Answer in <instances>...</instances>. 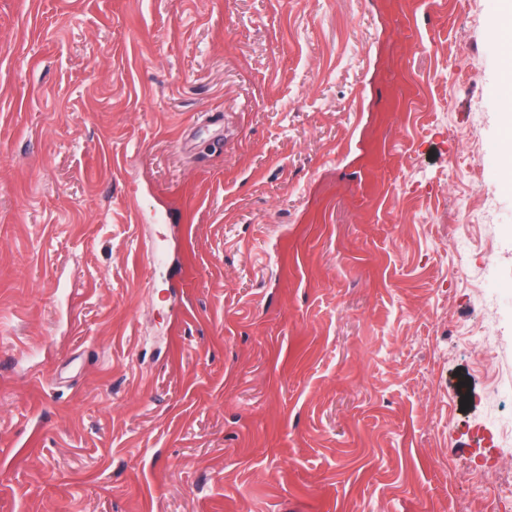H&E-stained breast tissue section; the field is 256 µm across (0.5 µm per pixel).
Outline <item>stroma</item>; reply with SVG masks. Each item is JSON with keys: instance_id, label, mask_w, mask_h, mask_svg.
Segmentation results:
<instances>
[{"instance_id": "1", "label": "stroma", "mask_w": 512, "mask_h": 512, "mask_svg": "<svg viewBox=\"0 0 512 512\" xmlns=\"http://www.w3.org/2000/svg\"><path fill=\"white\" fill-rule=\"evenodd\" d=\"M500 3L0 0V512H512Z\"/></svg>"}]
</instances>
